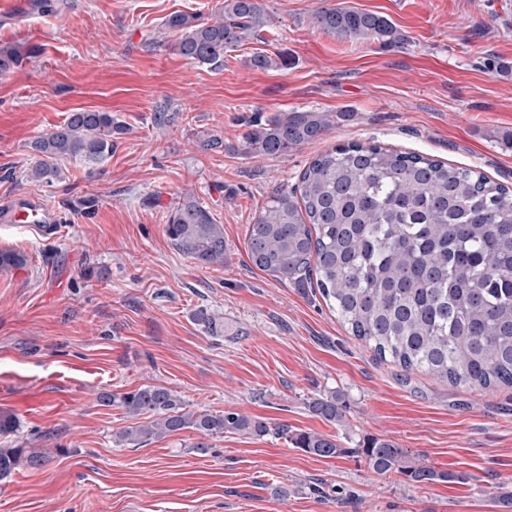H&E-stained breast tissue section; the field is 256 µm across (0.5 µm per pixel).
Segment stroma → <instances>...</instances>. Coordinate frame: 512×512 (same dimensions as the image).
Wrapping results in <instances>:
<instances>
[{
  "label": "stroma",
  "mask_w": 512,
  "mask_h": 512,
  "mask_svg": "<svg viewBox=\"0 0 512 512\" xmlns=\"http://www.w3.org/2000/svg\"><path fill=\"white\" fill-rule=\"evenodd\" d=\"M0 0V43L32 49L0 75V207L42 198L49 233L0 226V445L50 452L0 480V512H503L512 492V389H469L407 373L350 336L314 288L256 268L248 229L276 190L337 145L380 144L473 168L512 187V0H265L269 27L212 70L180 56L163 22L211 16L224 0ZM386 16L397 47L343 42L313 28L322 4ZM285 66L251 69V55ZM102 110L129 131L111 156L65 160L53 185L25 180L30 141L68 112ZM332 115L323 139L275 160L243 150L247 121L278 112ZM218 140L213 149L204 142ZM224 226L226 261L204 268L164 226L184 195ZM221 322L212 335L193 319ZM171 389L187 410H237L270 435L187 431L120 445L136 425L100 393ZM341 391L346 425L306 401ZM330 435L344 455L312 456L275 428ZM391 441L460 483L378 475L355 449ZM284 486L287 496H275Z\"/></svg>",
  "instance_id": "stroma-1"
}]
</instances>
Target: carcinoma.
<instances>
[{
	"instance_id": "carcinoma-1",
	"label": "carcinoma",
	"mask_w": 512,
	"mask_h": 512,
	"mask_svg": "<svg viewBox=\"0 0 512 512\" xmlns=\"http://www.w3.org/2000/svg\"><path fill=\"white\" fill-rule=\"evenodd\" d=\"M271 22L264 0H224L213 23L200 15H169L164 28L185 59L212 69L224 51ZM310 23L326 34L383 45L403 42L377 13L339 4L317 8ZM32 54L0 45V74ZM330 129L321 112H279L256 121L244 137L251 158L275 159L321 139ZM126 125L112 113L79 109L31 141L26 180L50 185L65 159L88 165L112 155V139ZM175 248L197 264H224V226L192 194L165 225ZM248 256L258 269L299 288L316 287L350 335L382 361L454 386L512 387V190L482 172L418 153L352 143L317 155L291 191L269 196L249 228ZM99 401L117 402L146 423L117 435L119 444H143L184 430L204 438L226 432L287 435L235 410H185L169 388L146 384ZM308 410L343 425L346 404L337 391L316 394ZM302 452L331 458L350 449L317 433L289 436ZM378 475L398 472L416 483L462 480L451 470L420 466L388 440L371 438L355 449ZM49 456L30 448L0 447V480L39 468Z\"/></svg>"
}]
</instances>
